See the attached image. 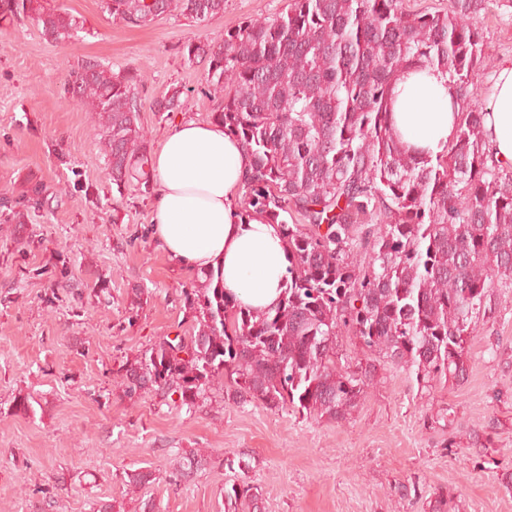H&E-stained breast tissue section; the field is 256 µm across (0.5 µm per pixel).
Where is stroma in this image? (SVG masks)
Returning a JSON list of instances; mask_svg holds the SVG:
<instances>
[{
	"instance_id": "stroma-1",
	"label": "stroma",
	"mask_w": 512,
	"mask_h": 512,
	"mask_svg": "<svg viewBox=\"0 0 512 512\" xmlns=\"http://www.w3.org/2000/svg\"><path fill=\"white\" fill-rule=\"evenodd\" d=\"M56 3L84 23L68 45L28 19L0 24V512H224L238 476L224 460L239 452L261 512H432L442 492L444 512H512V288L477 322L465 380L424 390L408 371L381 370L343 422L238 404L218 385L192 409L175 394H123L122 361L190 331L180 295L203 278L157 248L154 190L113 185L96 118L65 99L64 81L88 58L143 66L140 121L157 152L178 120H211L223 99L186 44L285 13L289 0H224L204 24L174 13L140 28L110 19L100 0ZM471 22L486 91L512 63V0ZM174 87L188 107L155 111ZM33 183L39 207L27 201ZM191 449L208 465L174 478ZM139 468L156 481L133 491L127 475Z\"/></svg>"
}]
</instances>
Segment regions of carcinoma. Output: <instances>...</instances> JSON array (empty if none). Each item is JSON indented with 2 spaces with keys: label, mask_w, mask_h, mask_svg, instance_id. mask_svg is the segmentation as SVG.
Wrapping results in <instances>:
<instances>
[{
  "label": "carcinoma",
  "mask_w": 512,
  "mask_h": 512,
  "mask_svg": "<svg viewBox=\"0 0 512 512\" xmlns=\"http://www.w3.org/2000/svg\"><path fill=\"white\" fill-rule=\"evenodd\" d=\"M488 2L449 0L442 14L404 0H290L273 19L187 44L188 59L208 64L207 85L225 91L213 119L250 158L243 211L279 226L288 279L265 311L241 305L212 274L205 287L182 291L193 333L165 336L122 364L124 395L177 393L191 409L222 379L242 403L338 422L377 372L374 363L339 364L343 332L423 388L465 379L480 315L495 289L512 288V170L488 164L474 82L481 35L466 23ZM101 8L130 27L172 12L199 24L223 12L224 0H101ZM20 16L55 44L84 30L52 0H0L1 21ZM423 68L448 72L461 112L435 156L405 145L392 118L397 77ZM143 78L139 69L115 73L88 59L65 86L94 112L118 187L150 183L136 92ZM182 95L172 89L155 109L183 108ZM206 463L191 450L180 475ZM224 497L260 510L259 489L245 478Z\"/></svg>",
  "instance_id": "carcinoma-1"
}]
</instances>
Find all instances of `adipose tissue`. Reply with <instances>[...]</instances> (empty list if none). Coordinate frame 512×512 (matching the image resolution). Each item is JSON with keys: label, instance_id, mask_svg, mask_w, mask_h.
I'll return each mask as SVG.
<instances>
[{"label": "adipose tissue", "instance_id": "obj_1", "mask_svg": "<svg viewBox=\"0 0 512 512\" xmlns=\"http://www.w3.org/2000/svg\"><path fill=\"white\" fill-rule=\"evenodd\" d=\"M484 111L496 162L512 165L511 64L493 74ZM457 122L448 74L422 69L400 76L394 125L403 142L439 153ZM249 166L244 147L221 123L179 121L153 158L156 201L151 232L175 266L214 273L242 305L267 310L282 296L287 251L277 225L242 212L238 199Z\"/></svg>", "mask_w": 512, "mask_h": 512}]
</instances>
